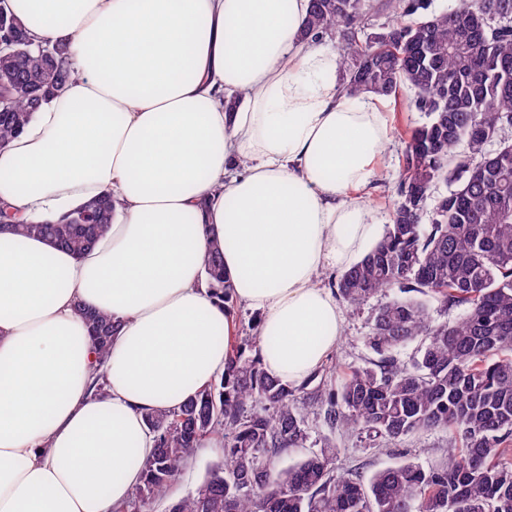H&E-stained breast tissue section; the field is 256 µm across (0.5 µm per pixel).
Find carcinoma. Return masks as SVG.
I'll use <instances>...</instances> for the list:
<instances>
[{
  "instance_id": "cac0c4a2",
  "label": "carcinoma",
  "mask_w": 512,
  "mask_h": 512,
  "mask_svg": "<svg viewBox=\"0 0 512 512\" xmlns=\"http://www.w3.org/2000/svg\"><path fill=\"white\" fill-rule=\"evenodd\" d=\"M3 22L20 50L0 60V147L75 77L65 45L30 41L6 5ZM304 32L335 44L349 94L388 100L406 86L429 120L403 138L381 241L336 281L352 310L395 292L369 317L365 344L378 359L341 376L316 370L303 386L317 383L313 398L330 427L385 446L421 430L448 431L447 460L424 467L401 459L366 480L357 468L336 471V445L325 438L281 466L308 440L297 388L240 345L217 381L146 416L156 448L128 504L144 508L164 496L192 450L217 436L220 463L172 512H512V139L489 150L492 130L512 129V0H457L443 11L431 0H311ZM442 181L456 188L439 198L426 227L422 215ZM111 224L104 194L56 222L10 228L81 254ZM206 265L229 298L220 246ZM430 301L463 316L432 322ZM77 312L100 366L117 325L107 313L81 305ZM411 344L412 359L400 361L397 352Z\"/></svg>"
}]
</instances>
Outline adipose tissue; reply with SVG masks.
<instances>
[{"mask_svg":"<svg viewBox=\"0 0 512 512\" xmlns=\"http://www.w3.org/2000/svg\"><path fill=\"white\" fill-rule=\"evenodd\" d=\"M9 2L78 76L0 150V205L56 221L108 193L113 211L80 256L0 231V512H112L154 452L146 414L224 371L236 324L207 281L212 243L276 341L267 372L300 385L335 348L319 275L380 240L364 193L386 127L305 38L309 0ZM80 305L120 325L104 365Z\"/></svg>","mask_w":512,"mask_h":512,"instance_id":"ef3b65f1","label":"adipose tissue"}]
</instances>
